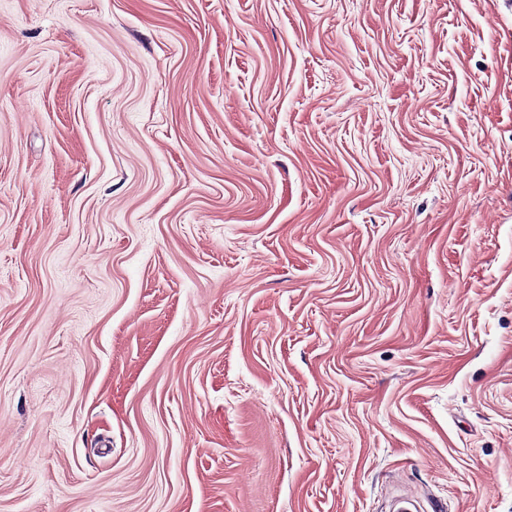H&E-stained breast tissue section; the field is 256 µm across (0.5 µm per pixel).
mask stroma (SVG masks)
Listing matches in <instances>:
<instances>
[{"label": "stroma", "mask_w": 512, "mask_h": 512, "mask_svg": "<svg viewBox=\"0 0 512 512\" xmlns=\"http://www.w3.org/2000/svg\"><path fill=\"white\" fill-rule=\"evenodd\" d=\"M512 512V0H0V512Z\"/></svg>", "instance_id": "1"}]
</instances>
